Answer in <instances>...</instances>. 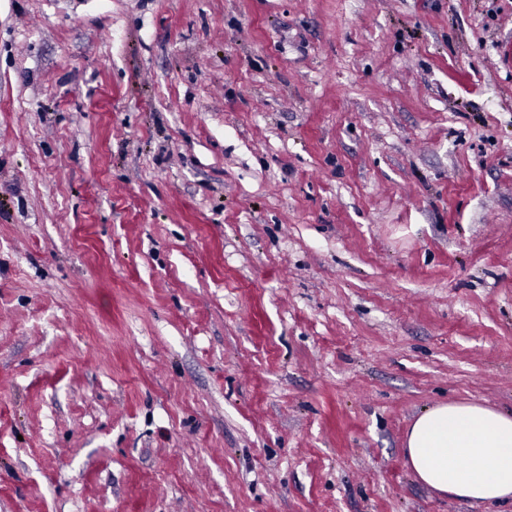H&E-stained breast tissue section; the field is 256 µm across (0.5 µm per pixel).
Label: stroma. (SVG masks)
<instances>
[{
  "label": "stroma",
  "instance_id": "35a3bbf8",
  "mask_svg": "<svg viewBox=\"0 0 512 512\" xmlns=\"http://www.w3.org/2000/svg\"><path fill=\"white\" fill-rule=\"evenodd\" d=\"M512 0H0V512H512ZM405 446L415 478L440 495L476 503L512 500V411L439 404L416 417Z\"/></svg>",
  "mask_w": 512,
  "mask_h": 512
}]
</instances>
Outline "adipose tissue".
<instances>
[{
	"instance_id": "ef3b65f1",
	"label": "adipose tissue",
	"mask_w": 512,
	"mask_h": 512,
	"mask_svg": "<svg viewBox=\"0 0 512 512\" xmlns=\"http://www.w3.org/2000/svg\"><path fill=\"white\" fill-rule=\"evenodd\" d=\"M405 457L415 478L440 495L512 500V411L476 403L430 407L410 426Z\"/></svg>"
}]
</instances>
